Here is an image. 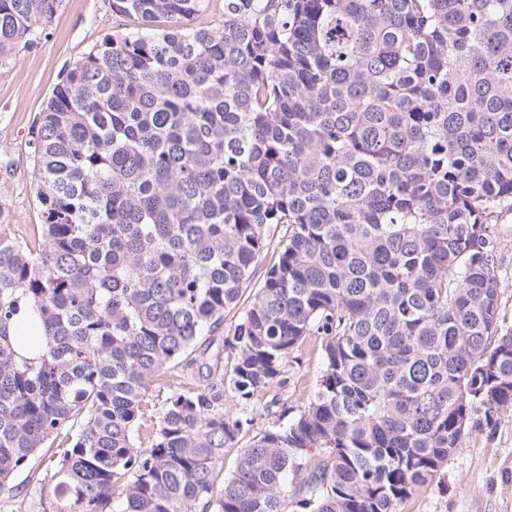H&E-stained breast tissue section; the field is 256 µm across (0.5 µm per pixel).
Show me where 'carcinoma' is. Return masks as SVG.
Wrapping results in <instances>:
<instances>
[{
	"instance_id": "cac0c4a2",
	"label": "carcinoma",
	"mask_w": 512,
	"mask_h": 512,
	"mask_svg": "<svg viewBox=\"0 0 512 512\" xmlns=\"http://www.w3.org/2000/svg\"><path fill=\"white\" fill-rule=\"evenodd\" d=\"M59 3L0 0V69ZM218 5L111 0L133 27L32 127L43 223L0 206V490L59 439L41 512H398L512 409V0ZM500 244L498 258L504 269L501 284V313L505 325H512V212L503 213L499 218ZM296 356H299L300 359L297 362L291 363L289 368L294 376V380L299 379V382L295 388L291 385L288 388V392H285L283 395V402L291 409V412L288 413L290 416L307 404L322 369L316 352L306 349L301 353H297Z\"/></svg>"
}]
</instances>
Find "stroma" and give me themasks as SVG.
<instances>
[{
    "label": "stroma",
    "instance_id": "35a3bbf8",
    "mask_svg": "<svg viewBox=\"0 0 512 512\" xmlns=\"http://www.w3.org/2000/svg\"><path fill=\"white\" fill-rule=\"evenodd\" d=\"M109 0H61L45 35L0 69V205L10 230L25 236L41 223L29 132L65 70L105 35L128 28ZM498 258L504 269L501 313L512 325V212L502 214ZM322 365L305 350L290 371L297 380L283 399L291 411L307 404ZM399 512H512V411L495 430L469 429L444 469L442 486H430L404 501Z\"/></svg>",
    "mask_w": 512,
    "mask_h": 512
}]
</instances>
